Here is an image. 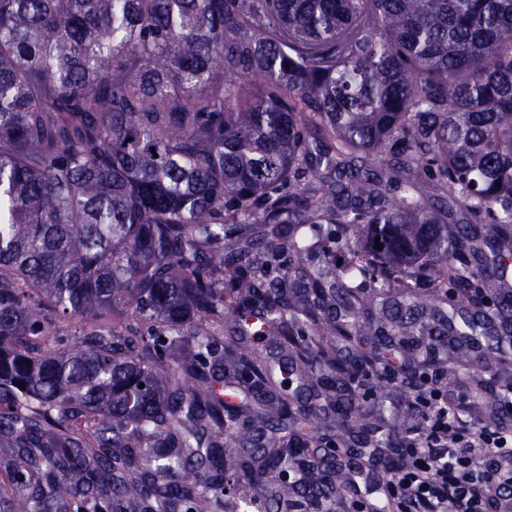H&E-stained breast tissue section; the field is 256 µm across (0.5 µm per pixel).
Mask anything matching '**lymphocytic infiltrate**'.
Listing matches in <instances>:
<instances>
[{
	"label": "lymphocytic infiltrate",
	"instance_id": "f902f5d3",
	"mask_svg": "<svg viewBox=\"0 0 512 512\" xmlns=\"http://www.w3.org/2000/svg\"><path fill=\"white\" fill-rule=\"evenodd\" d=\"M411 397L426 427L405 446L386 486L387 512H487L512 496L511 429H465L443 385L428 376Z\"/></svg>",
	"mask_w": 512,
	"mask_h": 512
}]
</instances>
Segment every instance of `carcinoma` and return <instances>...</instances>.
Here are the masks:
<instances>
[{"label": "carcinoma", "mask_w": 512, "mask_h": 512, "mask_svg": "<svg viewBox=\"0 0 512 512\" xmlns=\"http://www.w3.org/2000/svg\"><path fill=\"white\" fill-rule=\"evenodd\" d=\"M338 229L368 250L337 271ZM511 262L512 0H0V512L350 492L360 446L396 447L358 406L384 318L421 332L450 292L403 378L446 352L503 425ZM256 341L296 353L281 381ZM312 379L343 404L286 391Z\"/></svg>", "instance_id": "cac0c4a2"}]
</instances>
